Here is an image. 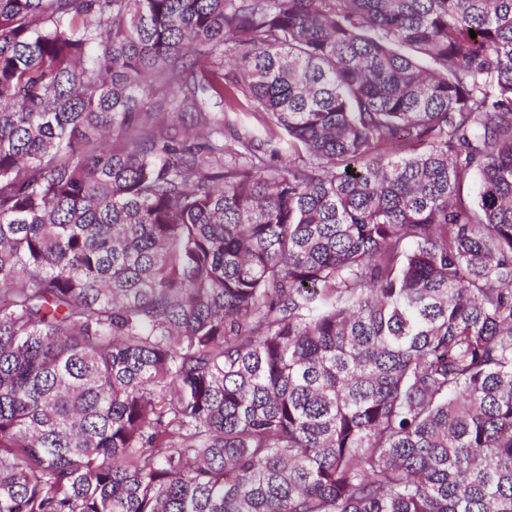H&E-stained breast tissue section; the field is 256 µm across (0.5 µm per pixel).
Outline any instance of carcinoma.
Masks as SVG:
<instances>
[{
    "instance_id": "carcinoma-1",
    "label": "carcinoma",
    "mask_w": 512,
    "mask_h": 512,
    "mask_svg": "<svg viewBox=\"0 0 512 512\" xmlns=\"http://www.w3.org/2000/svg\"><path fill=\"white\" fill-rule=\"evenodd\" d=\"M0 512H512V0H0Z\"/></svg>"
}]
</instances>
